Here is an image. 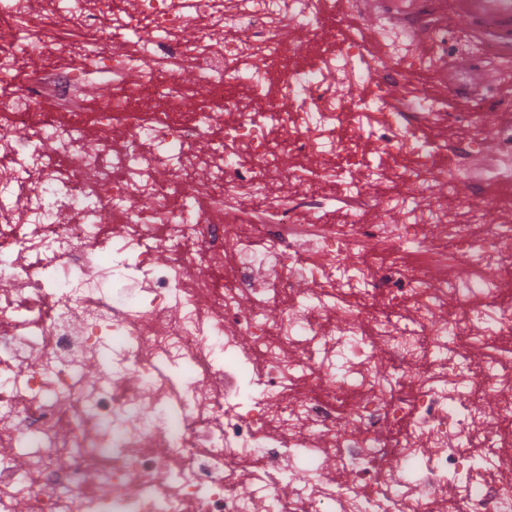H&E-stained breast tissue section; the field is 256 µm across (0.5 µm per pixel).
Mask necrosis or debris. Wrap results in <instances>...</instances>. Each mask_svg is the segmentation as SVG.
Segmentation results:
<instances>
[{
    "mask_svg": "<svg viewBox=\"0 0 512 512\" xmlns=\"http://www.w3.org/2000/svg\"><path fill=\"white\" fill-rule=\"evenodd\" d=\"M62 2L16 0L0 19L1 73L29 59L30 43L41 50L0 128V512H512V373L478 358L512 350V224L482 221L490 201L465 165L477 145L429 135L444 100L397 78L434 68L421 41L456 56L493 48L426 22L434 0H411L379 43L326 45L321 31L342 30L352 0ZM290 18L316 63H297ZM381 45L395 62L382 74ZM62 57L137 71L136 88L95 113L38 111L39 74L82 79L61 72ZM186 67L204 70L207 105L177 115ZM323 69L375 90L337 93L316 81ZM372 112L423 161L397 176L413 225L332 222L320 188L336 164H287ZM14 128L28 137L12 140ZM91 130L100 145L85 155ZM216 130L201 168L193 146ZM88 171L109 179V196ZM203 171L206 197L182 194ZM282 181L292 193L251 207ZM430 181L448 188L433 217L419 194ZM307 239L319 256L301 264ZM227 253L222 284L192 279ZM444 256L488 270L481 292L433 282ZM302 279L314 293L296 292ZM258 292L282 305L280 320L244 309ZM293 469L306 483L289 482ZM246 481L258 497L239 494Z\"/></svg>",
    "mask_w": 512,
    "mask_h": 512,
    "instance_id": "4bbe7bcc",
    "label": "necrosis or debris"
}]
</instances>
